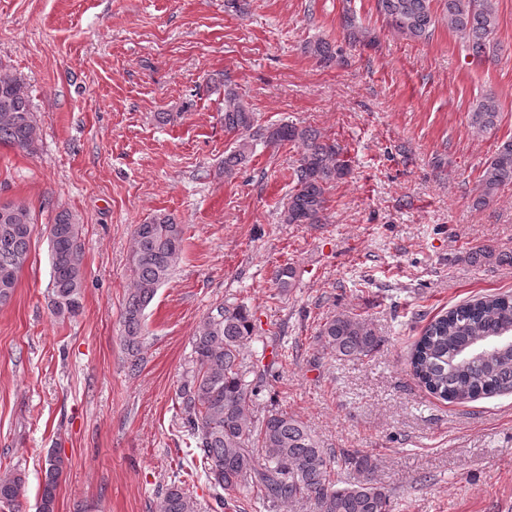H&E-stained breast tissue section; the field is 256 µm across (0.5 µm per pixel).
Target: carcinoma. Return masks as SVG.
<instances>
[{
    "mask_svg": "<svg viewBox=\"0 0 512 512\" xmlns=\"http://www.w3.org/2000/svg\"><path fill=\"white\" fill-rule=\"evenodd\" d=\"M376 9L407 39L426 41L436 24H446L477 57L486 52L497 27L495 0H376ZM304 50L326 67L338 62L339 50L327 40L309 41ZM499 116L498 99L487 93L470 113V122L480 131L492 130ZM255 123L256 113L231 84L224 83V131L253 130L266 144L288 142L300 150L294 186L281 211L282 223H322L328 190L350 172L339 147L310 127L284 123L257 129ZM38 130L39 118L25 82L0 66V145L33 154L38 149ZM253 150V140H236L224 156V176L236 174ZM511 183L512 140H508L484 163L474 206L487 205ZM33 224L27 205L0 203V304L11 299L28 262ZM81 234L79 219L68 211L59 212L49 228L51 306L59 317H75L82 309ZM183 243V225L167 214H157L134 230L129 258L134 288L124 317L132 372L139 368L144 310L170 278ZM295 276V268L286 263L277 267L274 281L285 291L293 287ZM254 335L255 323L247 306L224 302L207 312L192 336L189 368L176 392L180 429L190 440L191 475L206 477L219 509L247 484L267 512L299 501L312 503L315 512H390L391 494L373 478L370 456H351L354 476L335 480L331 456L302 421L283 411L253 420L265 384L273 376V366L259 368L247 361V345ZM510 336L512 295L483 296L432 320L414 345L410 366L419 382L445 401L511 393L512 342L506 341ZM318 338L336 356L357 359L370 355L380 343L369 323L343 314L328 318ZM63 471L64 460L49 454L38 512H55ZM188 481L186 476L166 485L158 512H197ZM25 495L21 475L0 476V506L6 503L8 512H22Z\"/></svg>",
    "mask_w": 512,
    "mask_h": 512,
    "instance_id": "1",
    "label": "carcinoma"
}]
</instances>
